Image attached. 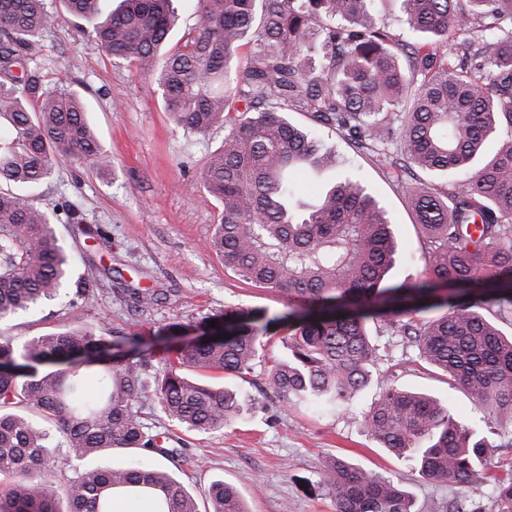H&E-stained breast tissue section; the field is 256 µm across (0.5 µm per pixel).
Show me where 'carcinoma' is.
<instances>
[{
  "label": "carcinoma",
  "mask_w": 512,
  "mask_h": 512,
  "mask_svg": "<svg viewBox=\"0 0 512 512\" xmlns=\"http://www.w3.org/2000/svg\"><path fill=\"white\" fill-rule=\"evenodd\" d=\"M60 2L74 19L100 15L102 0ZM376 2L198 0L199 25L168 52L173 0H120L93 27L108 55L155 77L176 126L227 129L199 173L223 206L211 246L245 281L288 299L283 314L229 307L204 317L206 335L157 381L161 409L180 427L213 433L241 415L234 389L186 371L244 375L277 325L288 328V357L269 377L284 401L348 409L370 384L373 322L512 428V336L501 330L512 326V0H400L409 40L377 18ZM51 4L0 0V185L21 189L0 190V320L59 297L70 272L55 215L23 191L60 158L110 164L79 93L50 84L30 56L61 18ZM290 111L349 133L388 168L445 180L409 190L431 250L426 277L391 282L392 224L358 182L336 181L313 204L297 198L292 176L332 170L336 156ZM125 342L73 324L21 345L0 340V475L11 478L0 512H112L117 495L147 498L156 512H198L184 485L151 464L84 468L60 483L62 509L49 490L46 463L60 448L78 461L174 453L135 409L144 361ZM360 425L465 499L493 484L497 512H512V474L490 472L512 438L490 443L458 425L450 404L401 388L379 393ZM321 483L336 512H414L398 483L341 459ZM209 499V512H248L222 481Z\"/></svg>",
  "instance_id": "cac0c4a2"
}]
</instances>
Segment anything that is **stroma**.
Here are the masks:
<instances>
[{
	"label": "stroma",
	"instance_id": "35a3bbf8",
	"mask_svg": "<svg viewBox=\"0 0 512 512\" xmlns=\"http://www.w3.org/2000/svg\"><path fill=\"white\" fill-rule=\"evenodd\" d=\"M92 30L87 21L56 23L34 53L49 80L80 93L112 165L102 170L89 161L63 159L34 191L35 203L46 210L66 202L79 210V223L60 219L55 224L72 261L67 292L0 321V336L21 343L82 323L106 336L147 340L145 390L136 408L144 423L176 441L173 456H155L151 462L183 483L199 506H206L210 486L221 480L238 491L249 512H335L320 474L339 457L398 481L413 498L415 512H441L455 487L422 478L378 448L359 425L361 411L388 387L422 389L451 401L460 425L482 424L484 436L495 442L502 431L496 424H483V412L458 385L416 360L414 351L403 349L390 332H371L377 361L351 414L286 405L269 379L273 361L288 354L286 331L279 328L253 369L230 380L246 403L237 423L200 434L167 420L154 379L176 349L192 340L203 316L227 307L280 313L288 302L272 290L245 283L210 248L221 207L202 186L199 171L208 154L223 144V128L205 137L184 133L169 120L155 78L108 56ZM288 118L316 129L336 154L337 175L359 179L385 210L399 244L394 280L423 276L430 254L405 183L341 132L315 126L308 113L292 112ZM81 284L94 288V302L77 301ZM137 288L156 290V302L138 307Z\"/></svg>",
	"mask_w": 512,
	"mask_h": 512
}]
</instances>
